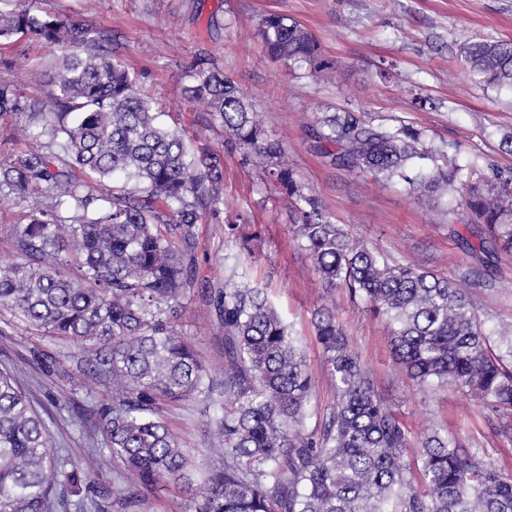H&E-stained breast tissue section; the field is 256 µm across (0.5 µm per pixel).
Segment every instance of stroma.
<instances>
[{
	"mask_svg": "<svg viewBox=\"0 0 512 512\" xmlns=\"http://www.w3.org/2000/svg\"><path fill=\"white\" fill-rule=\"evenodd\" d=\"M39 15L80 19L90 11L99 29L112 34L117 61L137 77V89L163 112L170 128L194 146L224 156V206L219 217L197 225L198 283L181 325L210 370L224 364V337L203 296L232 279L263 288L293 333L300 336L315 380L310 421L328 417L336 400L321 345L312 328L317 310H332L351 346L373 374L381 400L409 431L405 462H413L418 438L433 429L480 450L512 475V415L488 411L453 386L421 387L392 356L384 319L352 299L347 289H326L308 253L295 240L284 196L263 176L259 160L225 149L223 128L207 123L204 102H189L180 89L185 71L206 55L243 89L265 129L282 143L297 181L318 196L329 219L354 240L389 259L435 272L464 288L487 330L512 321V250H497L489 264L469 253L483 225L472 216L449 221L446 202L410 194L404 184L381 183L329 165L317 152L314 133L324 114L353 112L388 128L410 126L427 143L470 163L476 178L493 181L512 171V94L470 82L460 66L462 47L478 36L512 40V0H21ZM271 13L300 23L333 60V73L311 74L308 65L271 61L259 29ZM60 46L29 36L0 44V78L25 94L40 89L61 58ZM250 235L249 247L225 234L227 223ZM0 336V369L13 368L45 420L52 450L81 484L58 488L66 512L88 497L86 480L111 488V472L99 469L106 438L97 411L112 393L80 366L78 345L38 335L11 319ZM89 419L73 421L75 411ZM214 409L202 398L170 407L164 420L189 460L194 483L217 461L211 448ZM139 512H193L190 493L159 484L145 491Z\"/></svg>",
	"mask_w": 512,
	"mask_h": 512,
	"instance_id": "stroma-1",
	"label": "stroma"
}]
</instances>
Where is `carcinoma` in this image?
<instances>
[{"label":"carcinoma","mask_w":512,"mask_h":512,"mask_svg":"<svg viewBox=\"0 0 512 512\" xmlns=\"http://www.w3.org/2000/svg\"><path fill=\"white\" fill-rule=\"evenodd\" d=\"M19 34L73 51L34 94L0 79V142H14L22 119L32 129L23 147L0 157V197L27 209V222L9 234L0 306L45 335L82 342L88 372L112 387V405L98 411L109 447L101 468L116 462L138 478L112 499L116 512H137L142 490L160 482L194 489L195 512H512V475L437 429L420 439L413 484L402 462L408 430L328 309L313 321L336 388L322 425L308 428L314 380L298 338L259 287L228 279L210 296L224 333V367L211 375L178 321L197 282L196 225L224 204V162L158 121L134 75L114 62L112 35L91 18L41 17L0 0V42ZM260 36L273 61L335 69L298 23L270 14ZM463 54L470 79L512 91V40L479 36ZM181 95L207 104L210 122L244 159L262 160L323 285L348 289L387 318L412 381L453 385L512 414V323L486 333L448 279L351 240L298 183L242 89L208 58L190 66ZM316 143L336 168L465 203L487 230L472 253L512 243L511 175L475 185L471 166L444 162L422 132L351 112L324 116ZM197 395L220 411L223 459L195 488L161 412ZM61 476L77 483L60 470L49 429L13 371L1 369L0 512H52Z\"/></svg>","instance_id":"cac0c4a2"}]
</instances>
